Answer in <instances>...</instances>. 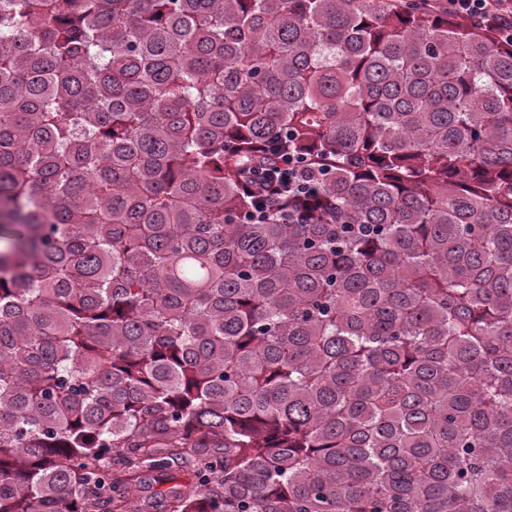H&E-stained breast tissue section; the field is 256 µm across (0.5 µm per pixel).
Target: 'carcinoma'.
Returning a JSON list of instances; mask_svg holds the SVG:
<instances>
[{"label":"carcinoma","mask_w":512,"mask_h":512,"mask_svg":"<svg viewBox=\"0 0 512 512\" xmlns=\"http://www.w3.org/2000/svg\"><path fill=\"white\" fill-rule=\"evenodd\" d=\"M305 159L259 214L249 169ZM0 512H512V43L423 0H0ZM122 468L112 471V461ZM170 480L164 484L153 483V487L150 489H144L140 485H130L128 487V495L137 501H140L143 505L145 512H157L155 509L154 502L160 499L158 491H163L173 485L186 483L193 479V473L187 468L180 466H173L168 472Z\"/></svg>","instance_id":"carcinoma-1"}]
</instances>
